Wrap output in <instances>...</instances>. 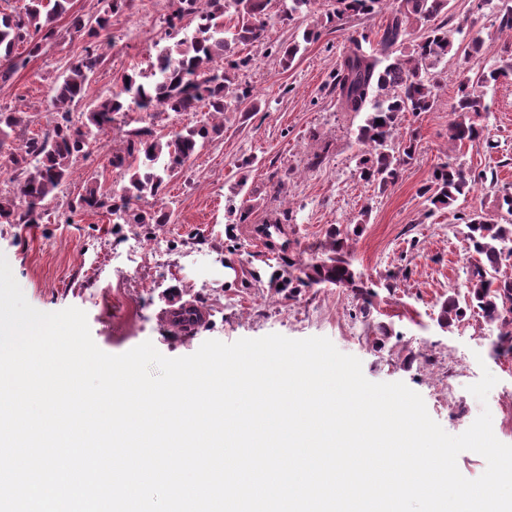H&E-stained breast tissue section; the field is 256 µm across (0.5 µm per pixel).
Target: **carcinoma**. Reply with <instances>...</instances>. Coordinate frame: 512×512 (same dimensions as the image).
<instances>
[{
  "mask_svg": "<svg viewBox=\"0 0 512 512\" xmlns=\"http://www.w3.org/2000/svg\"><path fill=\"white\" fill-rule=\"evenodd\" d=\"M131 0H109L108 10L89 26L82 17L72 20L76 33L97 38L110 26V18L130 7ZM178 8L168 20L172 25L185 16L197 21L187 38L159 48V69L153 80L144 83L136 72L121 75L120 91L100 98L86 113V121L77 125L70 106L84 94L90 77L102 65L105 56L100 45L92 44L84 54L59 76L53 87L52 104L55 120L42 134L27 138L11 152L14 194L0 196L1 224H36L45 214V206L73 173L77 158L90 154L95 134L103 133L114 123H122L131 96L136 107L151 112H202L204 118L178 132L157 135L149 128L125 131V147L112 154L110 165L128 175L122 194L114 197L101 191L94 182L86 184L77 201L69 203L66 220L85 207L103 209L119 215L125 224H167L166 212H146L131 207L132 202L156 197L168 180L179 173L203 144L221 132L213 117L224 114L231 104L247 96L239 88L236 73L246 64L236 59L240 44L259 41L267 28V6L270 0H176ZM385 0H331L325 12L326 22L346 15L369 14ZM449 0H399L397 9L383 29L378 49L364 50L367 36L349 37V49L336 73L333 91L344 112L366 113L359 127L357 142L361 158L358 177L376 184L380 190L397 178L400 168L415 154L413 139L400 135L401 115L405 112L429 111L440 83L438 66L453 48L448 37ZM69 0H29L24 11L0 16V80L8 79L24 65L15 48L28 47L27 56L39 53L45 42L55 36V20L67 12ZM233 12L237 22L234 31L224 29V15ZM499 27L512 37V0H499ZM421 30L412 49L400 51L407 26ZM512 74V58H506L494 69L482 73L474 84L463 83L454 107V118L448 124V138L458 145L476 137L474 118L486 110L474 85L496 82ZM23 122L19 112L0 110V150L6 146L15 128ZM486 175L472 174L458 158L438 167L431 184L424 189L434 209L452 206L467 196L472 185ZM466 237L479 256L468 271L464 284L471 306L478 309L485 322L496 329V345L502 355L512 356V279H499L496 274L512 260V223L499 224L474 210L462 217ZM350 229L336 226L320 252L297 267V275L288 276V285H335L362 291L364 281L348 258L347 240ZM465 311L454 296L440 304L438 323L449 328L462 320Z\"/></svg>",
  "mask_w": 512,
  "mask_h": 512,
  "instance_id": "1",
  "label": "carcinoma"
}]
</instances>
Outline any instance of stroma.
I'll list each match as a JSON object with an SVG mask.
<instances>
[{
  "label": "stroma",
  "mask_w": 512,
  "mask_h": 512,
  "mask_svg": "<svg viewBox=\"0 0 512 512\" xmlns=\"http://www.w3.org/2000/svg\"><path fill=\"white\" fill-rule=\"evenodd\" d=\"M105 5V0H70L56 22L57 40L0 82V109L24 117L14 140L52 125L53 83L90 43L74 32L71 19L102 14ZM291 5L273 0L265 38L238 48V55L251 61L238 73L250 95L226 110L222 134L171 178L160 197L139 202L145 211L171 212L170 223L117 224L101 210L78 213L69 224L61 217L62 204L83 193L86 183L120 194L127 178L108 162L123 146L114 131L100 135L96 151L77 160L40 223L0 224V255L34 308L85 311L91 336L106 353L118 355L148 340L175 358L195 353L210 339L324 336L360 359L368 380L401 381L418 392L447 433H463L486 408L495 436L512 444L500 407L502 394L512 393V357L499 355L495 333L476 310H467L463 322L451 328L436 324L438 302L460 293L469 267L461 215L476 209L500 223L512 221L502 206L503 195H512V79L483 87L487 109L478 119L477 138L457 147L448 141L461 81L496 66L511 42L499 29L495 0H449L448 29L456 51L441 64L433 109L404 113L402 131L414 136L415 155L383 191L356 173V137L365 116L341 111L332 87L348 36L364 33L377 41L390 11L325 25L306 43L303 30L316 24L326 4L316 0L295 22L281 24L280 15ZM173 8L172 0H137L130 10L112 15V46L72 107L75 122H84L100 96L118 91L122 73L146 71L150 57L168 43L166 19ZM476 37L483 40L479 53L466 55ZM294 41L300 52L283 67L274 48ZM452 153L487 178L467 200L430 212L421 189ZM317 154L321 166L310 167ZM242 209L248 213L244 221L238 215ZM286 209L292 212L287 250L265 246L247 231V224L271 223ZM364 209L369 217L351 235L349 253L369 286V314H361V299L347 288L281 287L280 275L289 264L309 259L310 248L325 242L332 227L349 224ZM158 236L167 240L160 264L151 252ZM135 241L143 248L129 262L128 274L113 275L115 257ZM186 301L205 313L202 326L187 333L164 318L166 309ZM453 357L467 376L453 377ZM486 370L498 382L482 402L468 387ZM448 384L456 394L450 402L441 398Z\"/></svg>",
  "instance_id": "1"
}]
</instances>
